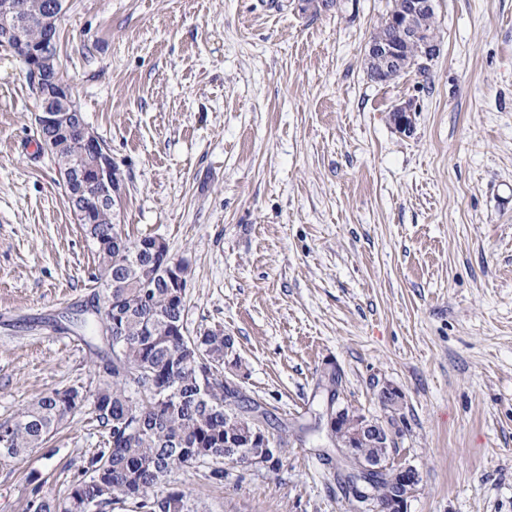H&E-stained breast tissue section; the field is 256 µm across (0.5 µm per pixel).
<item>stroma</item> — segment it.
<instances>
[{
    "instance_id": "stroma-1",
    "label": "stroma",
    "mask_w": 512,
    "mask_h": 512,
    "mask_svg": "<svg viewBox=\"0 0 512 512\" xmlns=\"http://www.w3.org/2000/svg\"><path fill=\"white\" fill-rule=\"evenodd\" d=\"M65 0L57 68L126 184L117 222L191 274L189 335L234 339L273 468L174 472L201 512H349L313 429L337 403L394 421L408 512H512V0H437L429 77L370 80L389 0ZM412 103L414 130L391 109ZM38 102L0 49V419L93 391L103 346L58 314L98 258L37 147ZM387 385L396 413L378 400ZM102 430L89 411L0 466V512L65 497Z\"/></svg>"
}]
</instances>
